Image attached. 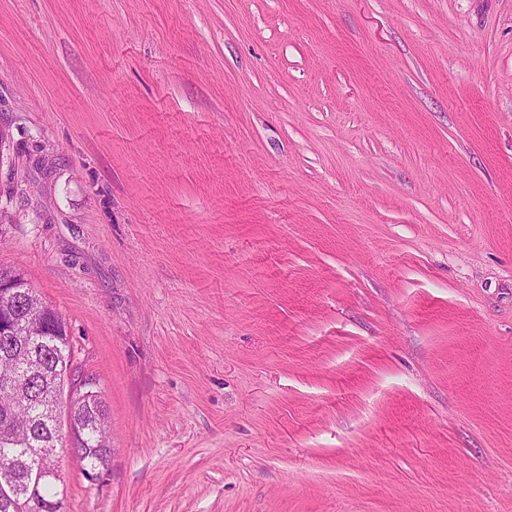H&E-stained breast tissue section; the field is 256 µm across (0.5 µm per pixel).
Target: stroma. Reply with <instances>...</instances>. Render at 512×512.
<instances>
[{
	"instance_id": "35a3bbf8",
	"label": "stroma",
	"mask_w": 512,
	"mask_h": 512,
	"mask_svg": "<svg viewBox=\"0 0 512 512\" xmlns=\"http://www.w3.org/2000/svg\"><path fill=\"white\" fill-rule=\"evenodd\" d=\"M0 131L59 512H512V0H0ZM75 391L69 390L64 395V401L68 402L70 398L77 400L88 391L81 392V389L88 384L74 383ZM108 407L106 402L97 392H91L86 397L77 400L71 408L70 416L75 422L77 429H81V438L74 446V453L81 462H86L85 474L88 476L92 471H96L100 466L107 463L111 457L112 448L108 444L106 418ZM68 411H66L67 429L75 439L76 429Z\"/></svg>"
}]
</instances>
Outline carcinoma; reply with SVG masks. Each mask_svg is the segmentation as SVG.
Instances as JSON below:
<instances>
[{
  "instance_id": "carcinoma-1",
  "label": "carcinoma",
  "mask_w": 512,
  "mask_h": 512,
  "mask_svg": "<svg viewBox=\"0 0 512 512\" xmlns=\"http://www.w3.org/2000/svg\"><path fill=\"white\" fill-rule=\"evenodd\" d=\"M41 320L49 327L48 336L36 341L34 350L42 375L30 381L26 392L0 401V471L8 468L12 479L0 484V512H28V488L36 472L58 467L61 440L52 429L55 394H63L61 377L71 368L73 346L66 333V322L52 307L42 312ZM14 340L0 335V372L19 367L14 354ZM108 407L101 396L92 392L77 400L70 416L81 438L74 453L86 463L85 474L105 465L111 457L106 418ZM28 448H50L46 456L34 458Z\"/></svg>"
}]
</instances>
